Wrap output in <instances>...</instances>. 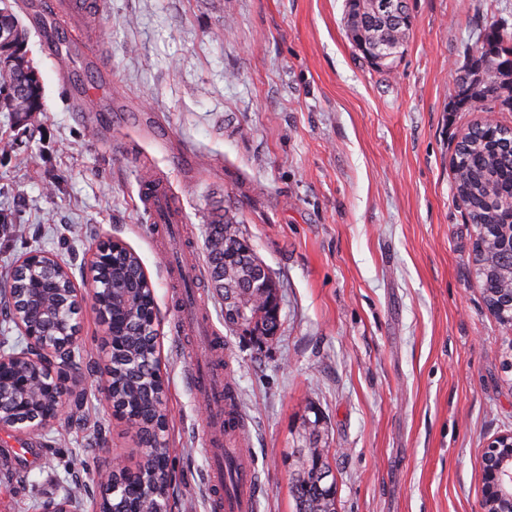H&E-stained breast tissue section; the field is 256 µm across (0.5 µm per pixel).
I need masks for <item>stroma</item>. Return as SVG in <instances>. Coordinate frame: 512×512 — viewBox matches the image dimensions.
I'll use <instances>...</instances> for the list:
<instances>
[{
  "label": "stroma",
  "mask_w": 512,
  "mask_h": 512,
  "mask_svg": "<svg viewBox=\"0 0 512 512\" xmlns=\"http://www.w3.org/2000/svg\"><path fill=\"white\" fill-rule=\"evenodd\" d=\"M85 3L99 52L63 24L56 59L34 20L48 0H9L45 111L19 132L0 112V289L34 248L77 275L108 239L139 256L158 311L172 512H208L211 459L206 406L185 378L193 338L140 198L148 178L184 207L193 283L261 475L256 512H295L288 456L314 418L336 512H480L483 453L512 432V330L486 308L450 158L474 121L512 127V112L452 105L465 46L481 26L512 30V0H407L412 31L388 73L354 51L345 0ZM64 70L98 83L102 111H82ZM227 209L280 283V330L261 344L225 326L206 273L207 229ZM79 326L83 369L65 414L0 432V512L77 485V512H95L98 468L142 461L104 397L92 306Z\"/></svg>",
  "instance_id": "stroma-1"
}]
</instances>
